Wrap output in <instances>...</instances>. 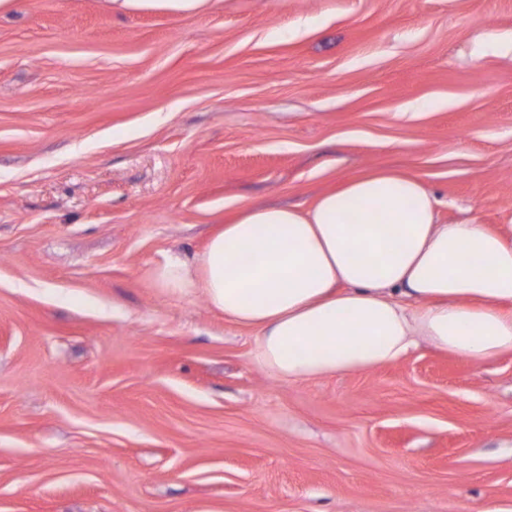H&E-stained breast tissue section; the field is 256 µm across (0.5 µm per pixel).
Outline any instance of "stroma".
<instances>
[{
    "mask_svg": "<svg viewBox=\"0 0 512 512\" xmlns=\"http://www.w3.org/2000/svg\"><path fill=\"white\" fill-rule=\"evenodd\" d=\"M512 0L0 7V512H512V354L301 383L153 278L372 169L512 220Z\"/></svg>",
    "mask_w": 512,
    "mask_h": 512,
    "instance_id": "stroma-1",
    "label": "stroma"
}]
</instances>
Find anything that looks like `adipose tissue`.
I'll return each mask as SVG.
<instances>
[{"label": "adipose tissue", "instance_id": "adipose-tissue-1", "mask_svg": "<svg viewBox=\"0 0 512 512\" xmlns=\"http://www.w3.org/2000/svg\"><path fill=\"white\" fill-rule=\"evenodd\" d=\"M421 178L376 171L306 209L241 210L196 263L154 271L255 331L262 364L301 382L394 362L418 343L482 362L512 352V240L439 219Z\"/></svg>", "mask_w": 512, "mask_h": 512}]
</instances>
